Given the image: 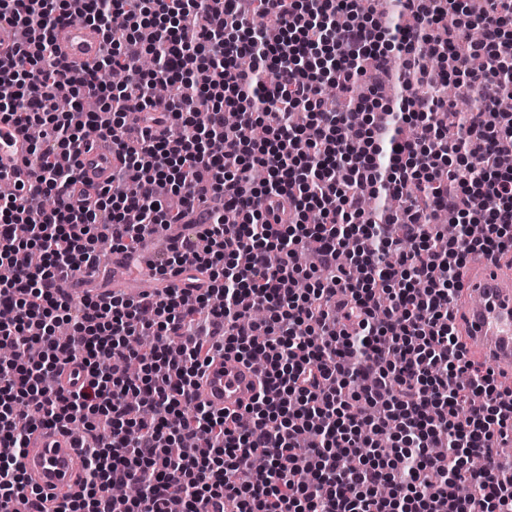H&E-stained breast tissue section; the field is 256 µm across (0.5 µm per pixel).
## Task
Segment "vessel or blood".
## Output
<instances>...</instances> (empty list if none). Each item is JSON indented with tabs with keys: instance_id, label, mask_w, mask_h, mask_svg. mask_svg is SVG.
Returning a JSON list of instances; mask_svg holds the SVG:
<instances>
[{
	"instance_id": "b4317fda",
	"label": "vessel or blood",
	"mask_w": 512,
	"mask_h": 512,
	"mask_svg": "<svg viewBox=\"0 0 512 512\" xmlns=\"http://www.w3.org/2000/svg\"><path fill=\"white\" fill-rule=\"evenodd\" d=\"M57 40L73 72L99 57V33L85 25L58 29ZM30 144L17 126L0 121V176L14 182L27 180L24 161ZM85 180L98 184L109 180L112 151L100 146L81 152L77 158ZM467 302L455 318L469 350L479 353L512 375V279H502L495 270L473 282L466 290ZM259 390L254 367L231 354L216 358L200 381L202 399L218 410H236L249 404ZM31 487L40 496H50L76 487L81 463L69 435L56 428H38L20 460Z\"/></svg>"
}]
</instances>
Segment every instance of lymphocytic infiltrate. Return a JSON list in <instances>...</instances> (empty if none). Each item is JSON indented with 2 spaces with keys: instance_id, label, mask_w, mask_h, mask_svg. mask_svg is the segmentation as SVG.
<instances>
[{
  "instance_id": "lymphocytic-infiltrate-1",
  "label": "lymphocytic infiltrate",
  "mask_w": 512,
  "mask_h": 512,
  "mask_svg": "<svg viewBox=\"0 0 512 512\" xmlns=\"http://www.w3.org/2000/svg\"><path fill=\"white\" fill-rule=\"evenodd\" d=\"M115 13L128 22L117 39ZM74 15L104 43L78 78L55 39ZM2 23L16 41L0 60L14 90L0 120L39 138L33 182L0 198V263L14 271L0 282L13 311L0 323L12 350L0 357V512H109L117 483L140 490L122 512H168L174 495L184 512H512V484L469 463L512 435V392L469 359L453 316L470 256L512 252V169L499 162L512 147V0H395L390 15L371 0H0ZM472 27L482 37L461 52ZM425 41L445 68L422 69ZM145 55L155 70L139 69ZM102 67L120 71L116 87ZM203 68L218 76L200 89ZM171 81L180 97L156 94ZM448 81L477 110L433 93ZM393 83L397 109L381 93ZM329 84L347 105L323 106ZM89 126L125 195L81 184L72 158ZM368 195L400 205L368 213ZM229 208L237 223H224ZM194 214V234L150 269L205 284L59 293L101 244L133 260L146 236ZM304 251L318 273L297 263ZM258 349L262 391L244 414L200 398L217 353L248 362ZM68 365L86 383L43 386ZM77 423L78 486L37 496L19 463L30 435Z\"/></svg>"
}]
</instances>
